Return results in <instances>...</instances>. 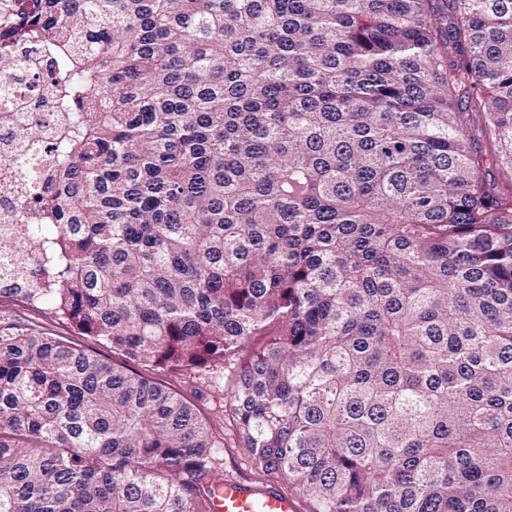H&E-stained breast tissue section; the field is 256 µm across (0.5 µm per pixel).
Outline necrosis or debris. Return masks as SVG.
Segmentation results:
<instances>
[{
    "label": "necrosis or debris",
    "instance_id": "4bbe7bcc",
    "mask_svg": "<svg viewBox=\"0 0 512 512\" xmlns=\"http://www.w3.org/2000/svg\"><path fill=\"white\" fill-rule=\"evenodd\" d=\"M50 59L28 48L0 59V239L20 238L41 201L34 176L47 171L71 115Z\"/></svg>",
    "mask_w": 512,
    "mask_h": 512
}]
</instances>
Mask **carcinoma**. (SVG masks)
<instances>
[{
	"label": "carcinoma",
	"instance_id": "1",
	"mask_svg": "<svg viewBox=\"0 0 512 512\" xmlns=\"http://www.w3.org/2000/svg\"><path fill=\"white\" fill-rule=\"evenodd\" d=\"M74 114L0 321V512H512V0H0ZM264 342L251 346L254 337ZM1 314L6 315L7 317H10L11 319H13L16 322H19L23 325L51 329L60 334H63L64 336H68L69 338H71L78 344L85 345V346H92L100 354H102L104 356V358L112 359V356H114L112 354V350L110 348L87 341L78 336H71L66 325L59 323L57 321H54L51 318L46 317L45 315L41 314L39 311H37L31 307H28L26 305H22V304H18V303H11L5 299V301L2 303V307H1V303H0V318H1ZM221 367L222 365L196 373L154 371L150 374L172 392L192 402L201 416L211 422L214 435L223 447L220 449L224 478L239 480L224 481L220 498L214 500V512H308L306 504L299 500L294 501L288 492L281 491L284 490L281 485L259 480L252 472L247 462L248 454L241 447L229 411L220 412L221 418H215L218 410L226 409L224 405L233 391L235 381L228 371L224 374ZM257 481H264L281 490L246 484L260 485Z\"/></svg>",
	"mask_w": 512,
	"mask_h": 512
}]
</instances>
